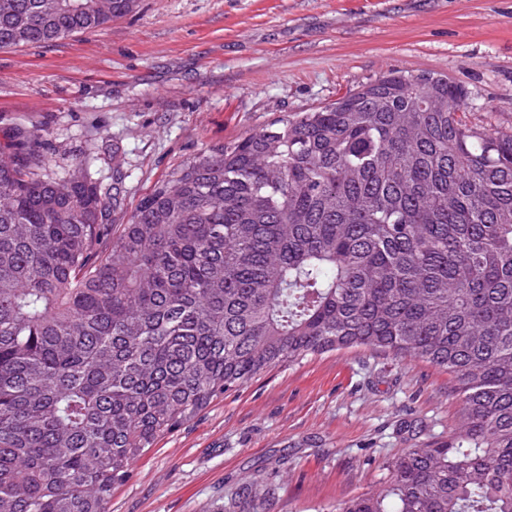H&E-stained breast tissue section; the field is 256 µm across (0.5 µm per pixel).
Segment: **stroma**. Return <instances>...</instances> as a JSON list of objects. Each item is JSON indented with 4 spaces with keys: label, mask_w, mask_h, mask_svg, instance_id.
Segmentation results:
<instances>
[{
    "label": "stroma",
    "mask_w": 512,
    "mask_h": 512,
    "mask_svg": "<svg viewBox=\"0 0 512 512\" xmlns=\"http://www.w3.org/2000/svg\"><path fill=\"white\" fill-rule=\"evenodd\" d=\"M394 70L462 85L467 124L512 129V0H141L53 45L0 48V131L37 127L52 165L127 178L116 222L195 154ZM448 371L363 348L268 369L161 437L108 512H336L406 449L447 440Z\"/></svg>",
    "instance_id": "stroma-1"
}]
</instances>
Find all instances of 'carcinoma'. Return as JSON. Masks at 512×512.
<instances>
[{
    "label": "carcinoma",
    "instance_id": "1",
    "mask_svg": "<svg viewBox=\"0 0 512 512\" xmlns=\"http://www.w3.org/2000/svg\"><path fill=\"white\" fill-rule=\"evenodd\" d=\"M140 0H0V48ZM391 71L217 145L113 223L86 154L0 141V512H107L158 438L269 368L363 347L453 376L445 441L337 512H512V130Z\"/></svg>",
    "mask_w": 512,
    "mask_h": 512
}]
</instances>
